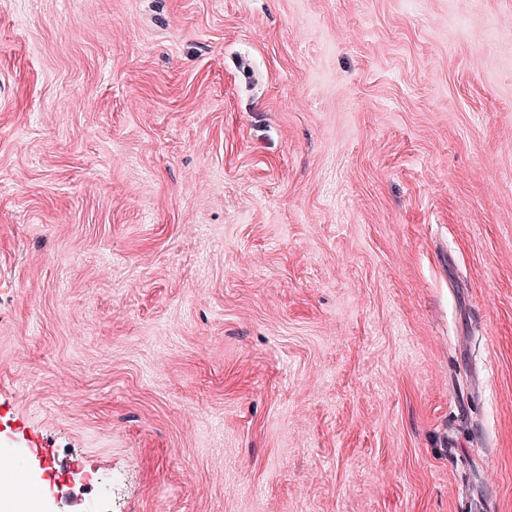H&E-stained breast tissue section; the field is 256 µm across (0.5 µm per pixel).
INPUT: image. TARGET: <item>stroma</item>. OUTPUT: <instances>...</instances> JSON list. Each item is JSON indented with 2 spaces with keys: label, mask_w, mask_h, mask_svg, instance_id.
<instances>
[{
  "label": "stroma",
  "mask_w": 512,
  "mask_h": 512,
  "mask_svg": "<svg viewBox=\"0 0 512 512\" xmlns=\"http://www.w3.org/2000/svg\"><path fill=\"white\" fill-rule=\"evenodd\" d=\"M87 512H512V0H0V451ZM48 469H50L49 482L57 492H60L59 489L62 492L65 487L71 486L72 482L76 479L85 481L86 483L82 485L95 489L99 496H107L112 491V484H106L102 481L99 482L98 479L94 478L92 475L89 477L85 474L87 471L84 470L83 465L77 460H73L68 470L63 473L53 470L52 466L48 467Z\"/></svg>",
  "instance_id": "stroma-1"
}]
</instances>
